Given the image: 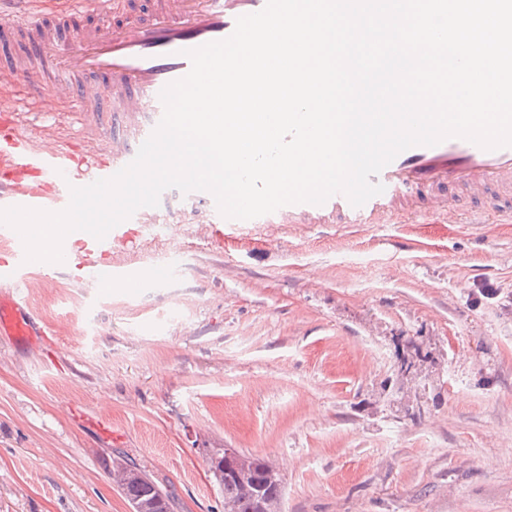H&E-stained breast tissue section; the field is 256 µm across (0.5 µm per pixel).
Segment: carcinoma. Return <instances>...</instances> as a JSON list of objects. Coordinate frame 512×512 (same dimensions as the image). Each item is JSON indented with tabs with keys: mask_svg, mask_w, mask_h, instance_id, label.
Segmentation results:
<instances>
[{
	"mask_svg": "<svg viewBox=\"0 0 512 512\" xmlns=\"http://www.w3.org/2000/svg\"><path fill=\"white\" fill-rule=\"evenodd\" d=\"M128 468L136 477L122 487L127 500L154 502L160 512H173L171 492L160 488L135 465ZM220 482L224 484V512H280L282 480L272 465L241 454L224 462Z\"/></svg>",
	"mask_w": 512,
	"mask_h": 512,
	"instance_id": "1",
	"label": "carcinoma"
}]
</instances>
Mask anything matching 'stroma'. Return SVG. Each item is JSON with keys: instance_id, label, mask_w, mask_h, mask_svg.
Returning a JSON list of instances; mask_svg holds the SVG:
<instances>
[{"instance_id": "obj_1", "label": "stroma", "mask_w": 512, "mask_h": 512, "mask_svg": "<svg viewBox=\"0 0 512 512\" xmlns=\"http://www.w3.org/2000/svg\"><path fill=\"white\" fill-rule=\"evenodd\" d=\"M35 143L112 144L37 112ZM123 287L33 266L0 335V512H224L207 449L275 465L281 512H512V224H235L112 252ZM22 302L24 300L13 297L8 300L0 298V334L31 343L33 336H40V333L34 331ZM123 462L131 471L125 468L121 462L114 461L112 474L110 473V475L117 477V479L122 480V482L132 480L125 484L121 491L128 501H141V503L138 501L134 502L133 512H150L148 509L152 508V506L147 503L150 504L154 501L159 511H173L174 497L171 492L167 489L160 488L145 472L138 469L133 463L129 464L125 461ZM132 471L136 473V477L135 473Z\"/></svg>"}]
</instances>
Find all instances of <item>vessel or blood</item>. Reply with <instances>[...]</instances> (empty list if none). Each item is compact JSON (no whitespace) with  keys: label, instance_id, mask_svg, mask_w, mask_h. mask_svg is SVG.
Returning <instances> with one entry per match:
<instances>
[{"label":"vessel or blood","instance_id":"vessel-or-blood-1","mask_svg":"<svg viewBox=\"0 0 512 512\" xmlns=\"http://www.w3.org/2000/svg\"><path fill=\"white\" fill-rule=\"evenodd\" d=\"M0 8V45L22 43L21 52L0 54V110L10 111L17 91L29 105L52 102L77 112L112 115V147L84 163L68 152L48 150L16 128L0 129V171L13 190L0 198V209L22 206L65 209L70 190L109 178L135 158L140 145L160 123L161 90L191 68L187 50L229 37L237 18L261 11L267 0H150L146 12L122 24L98 22L75 26L89 12V0H7ZM52 98H45V88ZM376 180L382 194L355 207L341 194L323 204H289L259 216L262 224H419L447 222L456 213L462 224L512 223V146L485 150L461 139L415 146L401 152ZM203 206L208 223L220 224L213 196L187 193ZM161 207H143L104 239L85 235L71 248L78 258L102 257L101 276L116 273L107 259L114 243L126 239L129 224H153ZM0 239L10 247L0 257V281L14 287L26 282L29 267L21 238L0 224ZM0 334L32 342L35 331L21 301L0 298Z\"/></svg>","mask_w":512,"mask_h":512}]
</instances>
